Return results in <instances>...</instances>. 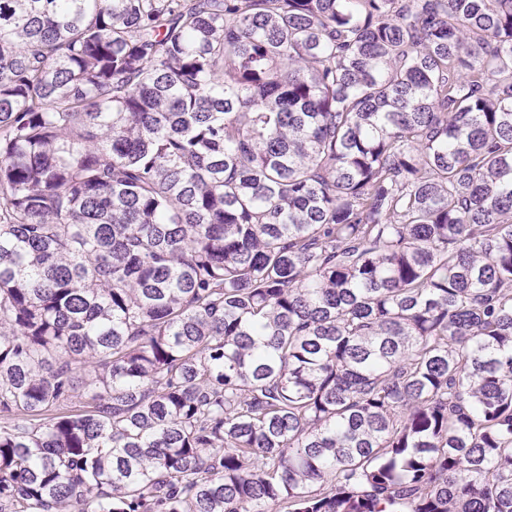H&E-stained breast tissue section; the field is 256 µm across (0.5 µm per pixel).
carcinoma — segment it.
<instances>
[{
	"label": "carcinoma",
	"instance_id": "obj_1",
	"mask_svg": "<svg viewBox=\"0 0 512 512\" xmlns=\"http://www.w3.org/2000/svg\"><path fill=\"white\" fill-rule=\"evenodd\" d=\"M0 512H512V0H0Z\"/></svg>",
	"mask_w": 512,
	"mask_h": 512
}]
</instances>
